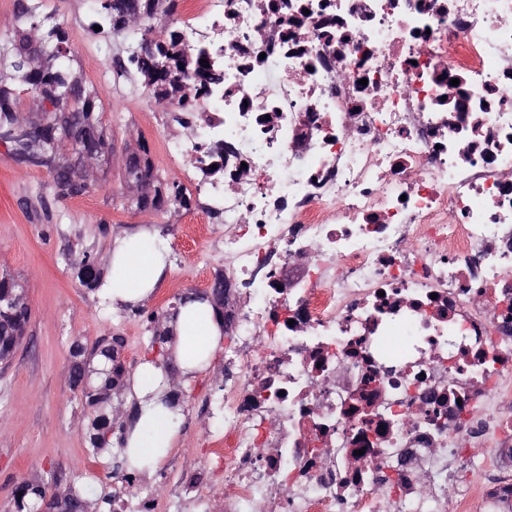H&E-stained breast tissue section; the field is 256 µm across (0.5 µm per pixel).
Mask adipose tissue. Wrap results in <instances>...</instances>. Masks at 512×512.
Wrapping results in <instances>:
<instances>
[{
  "mask_svg": "<svg viewBox=\"0 0 512 512\" xmlns=\"http://www.w3.org/2000/svg\"><path fill=\"white\" fill-rule=\"evenodd\" d=\"M105 261L109 267L106 295L118 306L148 300L164 272L166 247L147 228L118 240ZM177 336L172 348L176 370L193 376L211 362L219 346L222 330L209 302L183 301L172 324ZM168 377L161 365L147 361L136 370L129 400L136 403L135 421L122 439V453L130 467L140 471L157 469L167 458L181 430L180 407L168 405Z\"/></svg>",
  "mask_w": 512,
  "mask_h": 512,
  "instance_id": "ef3b65f1",
  "label": "adipose tissue"
}]
</instances>
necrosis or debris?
Returning <instances> with one entry per match:
<instances>
[{"mask_svg": "<svg viewBox=\"0 0 512 512\" xmlns=\"http://www.w3.org/2000/svg\"><path fill=\"white\" fill-rule=\"evenodd\" d=\"M184 4L165 151L240 298L195 512H506L512 0Z\"/></svg>", "mask_w": 512, "mask_h": 512, "instance_id": "4bbe7bcc", "label": "necrosis or debris"}]
</instances>
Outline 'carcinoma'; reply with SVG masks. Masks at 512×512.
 Masks as SVG:
<instances>
[{
  "mask_svg": "<svg viewBox=\"0 0 512 512\" xmlns=\"http://www.w3.org/2000/svg\"><path fill=\"white\" fill-rule=\"evenodd\" d=\"M160 0H94L98 5V20L93 25H107L112 33L123 34L129 39L143 36L152 30L150 20L154 17ZM42 0H17L9 35L0 39V140L11 144L16 160L20 163L46 169L52 166V157H62L68 153H80L92 159L112 149L106 130L95 115L98 89L93 85L79 82L70 96L57 99L55 95L74 78L71 72L68 34L64 24L41 11ZM205 58L202 50L191 51L182 48L179 36L171 32L165 39L152 40V48L144 55L129 60L114 68L112 82L116 85L136 80L140 86L155 94L161 105L172 104L183 85L178 75L192 68L208 81V71L200 60ZM17 82L24 87L31 100H50L54 112L66 116V125L58 134L52 129H32L28 126L20 100L10 83ZM124 181L130 185L140 182L155 184L152 197H138L134 200L137 208L154 207L163 210L170 205H187L180 184L173 182L164 187L154 174L148 157L143 162L126 164ZM56 199H66L83 195L94 189L95 183L76 186L71 183L69 173L60 169L55 174ZM166 191H161V188ZM78 277L81 284L91 290L103 286L96 272L97 263L90 254L78 260ZM30 318L29 304L10 307L0 311V350L18 346L15 336L27 325ZM82 358L99 357L104 363V373L94 386L95 395H85L90 410L85 425L86 442L93 453L108 448L112 444V424L115 408L120 404L110 402L112 385L123 379L125 367L97 344L92 349L83 345L78 350ZM47 497L44 480L33 475L17 483L12 491L13 512H29L31 505ZM52 501L61 504L56 512H87L78 492L69 487L58 491Z\"/></svg>",
  "mask_w": 512,
  "mask_h": 512,
  "instance_id": "1",
  "label": "carcinoma"
}]
</instances>
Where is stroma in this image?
Listing matches in <instances>:
<instances>
[{"label":"stroma","mask_w":512,"mask_h":512,"mask_svg":"<svg viewBox=\"0 0 512 512\" xmlns=\"http://www.w3.org/2000/svg\"><path fill=\"white\" fill-rule=\"evenodd\" d=\"M43 10L65 23L72 68L98 88L96 113L114 149L98 160L94 190L57 201L46 187L45 168L18 164L0 146V276L21 281L31 309L24 341L12 363L0 368V512H11L13 487L32 474L86 494L90 512H113L112 495L128 472L122 427L132 421L135 406L123 403L111 448L92 454L81 430L88 413L84 396L68 384L70 342L77 336L91 344L119 341L125 369L134 373L145 360L159 357L151 347L154 325L149 314L171 312L184 293L207 291L224 255L210 247L217 227L201 211L189 215L180 207L168 212L139 209L128 201V137L146 146L163 182H184L185 173L157 150L161 137L176 140L182 127L145 122L141 109L146 91L114 86L104 74L105 61L87 50L91 43L106 41L118 57L124 38L91 28L92 0H43ZM143 227L165 243L169 261L154 297L142 309L112 306L103 291L80 284L75 258L85 252L103 258L117 234ZM223 370L224 355L219 352L205 372L181 381L185 403L180 438L153 474L140 475L136 490L167 496L179 480L180 467L208 465L209 435L222 417Z\"/></svg>","instance_id":"stroma-1"}]
</instances>
